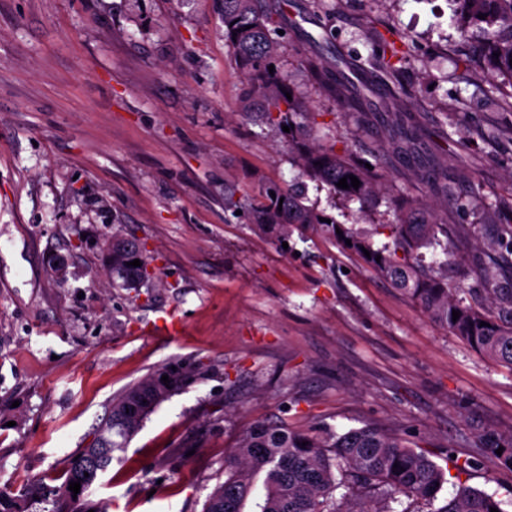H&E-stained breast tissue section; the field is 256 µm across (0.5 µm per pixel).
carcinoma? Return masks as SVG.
<instances>
[{
    "instance_id": "carcinoma-1",
    "label": "carcinoma",
    "mask_w": 512,
    "mask_h": 512,
    "mask_svg": "<svg viewBox=\"0 0 512 512\" xmlns=\"http://www.w3.org/2000/svg\"><path fill=\"white\" fill-rule=\"evenodd\" d=\"M224 40L230 48L246 90L240 110L260 117L261 123L281 130L294 155L299 177H307L331 193L362 204L381 189L375 171L359 166L352 152L339 153L335 144H323L311 137L316 114L289 100L292 92L286 77L269 71L276 64L280 42L276 35L281 19L266 7V0H219ZM457 5L453 18L464 38L470 28L480 27V55L483 65L500 82L492 90L512 98V0H448ZM485 18L480 19L478 15ZM379 67L393 74L405 62L399 34L388 28L377 35ZM288 126L290 132L282 131ZM354 175L357 188L337 187L340 179ZM393 215L390 228L393 242L375 246L372 239L338 221L314 206L306 204L305 184L297 181L281 188L268 186L251 206L253 223L285 242L295 226L331 236L345 250L358 255L378 275L415 300L429 317L464 341L482 357L512 370V287H500L502 276L512 270V227L509 237L487 244L497 253L484 278L486 304L477 306L458 297V290L448 285V278L431 267L420 264L419 250L433 248L460 261L448 239V225L438 223L437 207L412 201L400 194L386 198ZM342 234H337L336 230ZM351 240L346 244L345 240ZM370 255H365L364 251ZM138 259L141 266L129 262ZM148 260L145 247L120 236L112 237V279L118 286L135 288L143 279ZM460 312L453 319L452 311ZM486 325H481V322ZM192 370L184 364L164 366L135 382L112 400L94 444L82 448L66 467L60 485L50 487L41 481L27 484L18 494L0 492V512H33L35 505L47 501L53 508L41 512H107L105 505L89 499L98 476L89 467L90 457L98 458V467L107 468L112 453L125 448L144 419L172 394L183 389ZM168 376L169 384L161 381ZM307 445H302V442ZM482 460L512 471V433L486 430L479 436ZM502 454H497L498 448ZM265 473V498L260 512H386L398 495L433 505L446 472L426 454L416 451L406 441L371 422L342 434L318 430L292 431L257 423L243 435L233 461L224 471V481L208 495L203 512H242L250 494L253 476ZM341 478H336V475ZM72 482L81 484L80 492L69 490ZM345 486L340 498L334 493ZM381 503L373 507L372 500ZM504 512L501 501L482 490L459 485L447 502L433 512Z\"/></svg>"
}]
</instances>
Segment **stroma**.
<instances>
[{
    "mask_svg": "<svg viewBox=\"0 0 512 512\" xmlns=\"http://www.w3.org/2000/svg\"><path fill=\"white\" fill-rule=\"evenodd\" d=\"M271 2L277 66L319 137L354 144L387 191L439 203L463 259L427 249L424 264L482 288L484 244L512 225V103L464 63L448 0ZM389 26L407 51L395 76L370 60ZM244 87L218 0H0V490L59 476L113 397L185 362L193 381L93 486L109 512H203L259 420L339 434L370 421L447 470L439 502L466 484L512 512V471L451 462L477 457L481 430L512 432V370L335 241L296 233L283 249L236 212L299 173L279 131L239 112ZM448 186L468 209L446 205ZM306 187L388 242L385 206L363 215ZM116 235L151 258L140 287L112 283Z\"/></svg>",
    "mask_w": 512,
    "mask_h": 512,
    "instance_id": "35a3bbf8",
    "label": "stroma"
}]
</instances>
